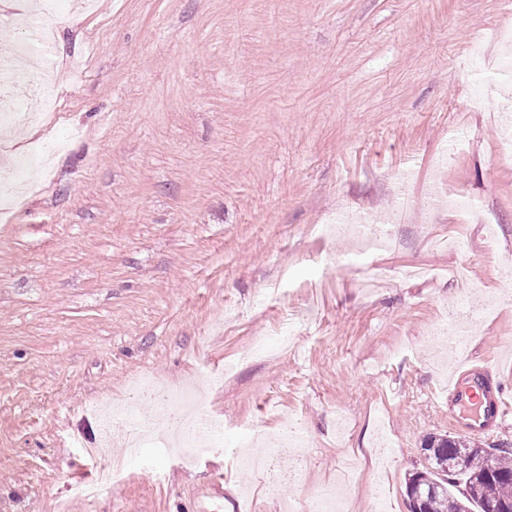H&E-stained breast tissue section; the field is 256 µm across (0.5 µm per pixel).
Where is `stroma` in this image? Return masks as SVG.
Listing matches in <instances>:
<instances>
[{
  "label": "stroma",
  "mask_w": 512,
  "mask_h": 512,
  "mask_svg": "<svg viewBox=\"0 0 512 512\" xmlns=\"http://www.w3.org/2000/svg\"><path fill=\"white\" fill-rule=\"evenodd\" d=\"M504 26L512 0H70L31 67L59 110L0 133V170L62 145L0 220V512H283L318 485L408 512L425 439L452 431L431 329L451 317L512 386V113L469 105L472 40L496 67ZM433 187L476 210L419 205ZM404 195L403 222L364 225L384 238L366 251L318 232ZM288 318V351L244 360ZM234 361L202 411L255 452L302 432L287 463L147 448L146 469L116 447L122 483L70 495L100 467L92 403Z\"/></svg>",
  "instance_id": "stroma-1"
}]
</instances>
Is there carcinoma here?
Segmentation results:
<instances>
[{
  "mask_svg": "<svg viewBox=\"0 0 512 512\" xmlns=\"http://www.w3.org/2000/svg\"><path fill=\"white\" fill-rule=\"evenodd\" d=\"M435 450L426 465L410 475L406 489L416 486L427 512H512V448H497V475L487 478V449L471 439L452 435L430 436Z\"/></svg>",
  "mask_w": 512,
  "mask_h": 512,
  "instance_id": "carcinoma-1",
  "label": "carcinoma"
}]
</instances>
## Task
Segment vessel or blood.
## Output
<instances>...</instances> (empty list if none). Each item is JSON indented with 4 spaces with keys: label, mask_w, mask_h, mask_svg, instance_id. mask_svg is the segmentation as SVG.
I'll return each mask as SVG.
<instances>
[{
    "label": "vessel or blood",
    "mask_w": 512,
    "mask_h": 512,
    "mask_svg": "<svg viewBox=\"0 0 512 512\" xmlns=\"http://www.w3.org/2000/svg\"><path fill=\"white\" fill-rule=\"evenodd\" d=\"M490 374L482 361H468L437 398L440 405L449 408V420L454 421L462 433L494 436L512 414L505 387L492 381Z\"/></svg>",
    "instance_id": "obj_1"
}]
</instances>
